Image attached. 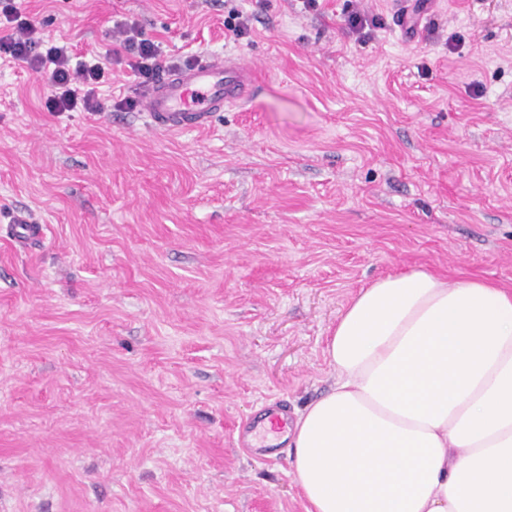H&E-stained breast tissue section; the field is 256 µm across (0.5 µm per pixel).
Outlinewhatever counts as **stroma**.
Listing matches in <instances>:
<instances>
[{
	"instance_id": "35a3bbf8",
	"label": "stroma",
	"mask_w": 512,
	"mask_h": 512,
	"mask_svg": "<svg viewBox=\"0 0 512 512\" xmlns=\"http://www.w3.org/2000/svg\"><path fill=\"white\" fill-rule=\"evenodd\" d=\"M77 59L133 20L173 68L253 66L251 98L161 131L120 100L48 111L0 62V512H305L289 444L237 442L335 379L360 288L426 271L512 287V0H22ZM249 19L234 39L230 10ZM374 19L350 32L351 11ZM8 224H15L17 230V238L25 244H32L38 241L42 236L41 224H36V221L28 214L18 213L14 215Z\"/></svg>"
}]
</instances>
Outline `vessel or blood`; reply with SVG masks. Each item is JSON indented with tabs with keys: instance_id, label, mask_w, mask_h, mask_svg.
<instances>
[{
	"instance_id": "obj_1",
	"label": "vessel or blood",
	"mask_w": 512,
	"mask_h": 512,
	"mask_svg": "<svg viewBox=\"0 0 512 512\" xmlns=\"http://www.w3.org/2000/svg\"><path fill=\"white\" fill-rule=\"evenodd\" d=\"M256 78L237 60L216 56L188 68L174 70L145 93V105L154 128L179 131L208 126L214 115L247 101ZM19 241L31 244L42 227L28 214L12 217Z\"/></svg>"
}]
</instances>
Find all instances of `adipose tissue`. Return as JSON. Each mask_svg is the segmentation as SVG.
<instances>
[{"instance_id":"ef3b65f1","label":"adipose tissue","mask_w":512,"mask_h":512,"mask_svg":"<svg viewBox=\"0 0 512 512\" xmlns=\"http://www.w3.org/2000/svg\"><path fill=\"white\" fill-rule=\"evenodd\" d=\"M294 424L306 512H512V289L435 274L361 288Z\"/></svg>"}]
</instances>
